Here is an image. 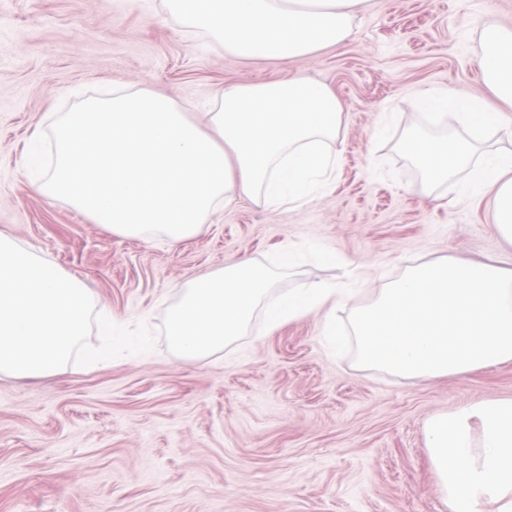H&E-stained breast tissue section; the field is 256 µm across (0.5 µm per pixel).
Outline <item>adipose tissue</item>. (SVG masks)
I'll use <instances>...</instances> for the list:
<instances>
[{
	"mask_svg": "<svg viewBox=\"0 0 512 512\" xmlns=\"http://www.w3.org/2000/svg\"><path fill=\"white\" fill-rule=\"evenodd\" d=\"M367 0H162L151 19L177 20L225 54L285 65L342 45ZM483 78L512 107V29L486 27ZM416 107L435 120L455 113L463 136L408 135L407 148L428 182L463 181L468 193L493 191V218L512 243V153L489 148L503 111L468 92L423 89ZM205 123L170 97L113 90L65 113L52 129L53 158L33 136L23 162L31 188L69 202L117 236H158L176 245L237 198L271 209L298 207L336 179L329 149L344 103L328 85L293 79L229 84ZM479 429H472V422ZM428 453L451 512H512V399L440 413L425 425Z\"/></svg>",
	"mask_w": 512,
	"mask_h": 512,
	"instance_id": "obj_1",
	"label": "adipose tissue"
}]
</instances>
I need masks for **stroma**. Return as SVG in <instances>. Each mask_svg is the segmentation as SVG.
Instances as JSON below:
<instances>
[{
  "mask_svg": "<svg viewBox=\"0 0 512 512\" xmlns=\"http://www.w3.org/2000/svg\"><path fill=\"white\" fill-rule=\"evenodd\" d=\"M159 6L0 0V233L80 278L96 310L155 328L175 283L306 241L367 273L358 308L413 264L512 267L491 197L422 186L402 147L411 129L462 132L453 117L418 112L416 89L489 97L479 38L486 23L512 26V0H370L351 40L287 65L244 61L177 23L152 24ZM288 79L328 84L344 103L339 173L302 206L239 201L172 247L113 235L28 186L30 136L50 134L79 96L147 89L199 121L224 85ZM383 125L388 137L375 138ZM350 309L327 306L269 334L253 320L242 341L201 361L160 339L144 356L93 370L0 375V512H450L425 423L512 398V361L432 380L363 368L331 354L322 333Z\"/></svg>",
  "mask_w": 512,
  "mask_h": 512,
  "instance_id": "35a3bbf8",
  "label": "stroma"
}]
</instances>
